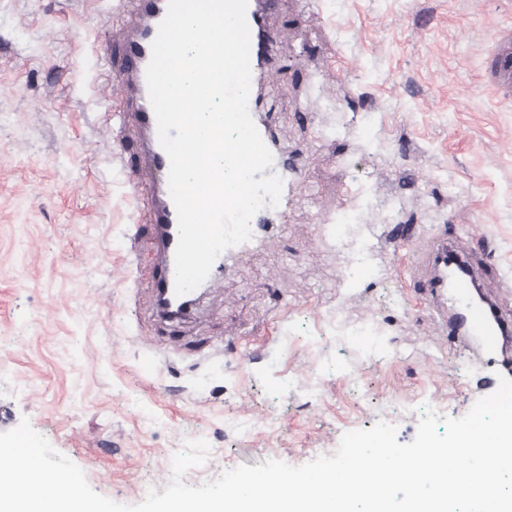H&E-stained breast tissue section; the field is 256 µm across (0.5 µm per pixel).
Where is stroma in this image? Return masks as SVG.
I'll return each instance as SVG.
<instances>
[{"instance_id": "35a3bbf8", "label": "stroma", "mask_w": 512, "mask_h": 512, "mask_svg": "<svg viewBox=\"0 0 512 512\" xmlns=\"http://www.w3.org/2000/svg\"><path fill=\"white\" fill-rule=\"evenodd\" d=\"M125 20L116 0H0V432L28 419L92 489L132 505L141 484L164 490L188 439L211 447L184 478L196 487L333 455L380 421L411 442L427 406L465 415L492 369L440 345L426 298L404 286L413 247L392 239L444 226L512 274V102L482 81L512 0H276L280 69L259 100L298 167L297 200L175 337L151 288L149 204L127 198L129 166L104 129L111 91L87 55ZM346 213L375 269L344 283L332 234ZM366 317L396 359L336 342L337 324ZM350 363L371 402L337 374Z\"/></svg>"}]
</instances>
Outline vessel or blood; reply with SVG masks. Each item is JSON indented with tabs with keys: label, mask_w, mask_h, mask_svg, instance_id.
<instances>
[{
	"label": "vessel or blood",
	"mask_w": 512,
	"mask_h": 512,
	"mask_svg": "<svg viewBox=\"0 0 512 512\" xmlns=\"http://www.w3.org/2000/svg\"><path fill=\"white\" fill-rule=\"evenodd\" d=\"M273 0H248L247 22L250 28L251 75L259 77L271 64L270 37L265 15ZM168 0H132V18L122 35L123 53L117 63L108 64V82L123 92V107L113 120L130 118L137 133L140 164L132 168L129 197L138 201L150 196V217L157 245V261L152 288L173 304L180 298L174 292V255L178 224L168 189L170 161L159 143L156 117L150 103L146 68L151 59V44L166 15ZM492 61L486 79L498 97L512 99V28L499 29L491 40ZM252 119L272 151V169L283 180V193L277 208L257 212L251 220L254 234L250 241L231 247L214 263L206 281L215 286L222 279L223 261L242 255L264 243L269 231L288 221L297 188L295 171L278 146L270 123L260 113ZM462 238L449 236L447 230L426 237L417 253L410 283L427 296L428 313L438 335L447 337L454 352L471 362L494 361L500 373L512 379V309L500 304L512 294V277L479 265Z\"/></svg>",
	"instance_id": "1"
}]
</instances>
